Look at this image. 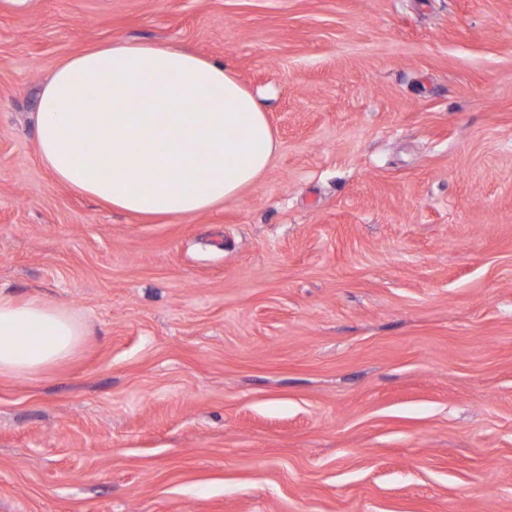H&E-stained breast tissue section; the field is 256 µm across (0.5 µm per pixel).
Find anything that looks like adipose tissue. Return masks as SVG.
Segmentation results:
<instances>
[{
	"mask_svg": "<svg viewBox=\"0 0 512 512\" xmlns=\"http://www.w3.org/2000/svg\"><path fill=\"white\" fill-rule=\"evenodd\" d=\"M34 121L41 160L58 181L141 216L196 214L234 198L278 149L258 101L224 65L147 42L60 64ZM85 335L68 309L0 294V376L43 372Z\"/></svg>",
	"mask_w": 512,
	"mask_h": 512,
	"instance_id": "adipose-tissue-1",
	"label": "adipose tissue"
}]
</instances>
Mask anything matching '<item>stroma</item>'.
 <instances>
[{"mask_svg":"<svg viewBox=\"0 0 512 512\" xmlns=\"http://www.w3.org/2000/svg\"><path fill=\"white\" fill-rule=\"evenodd\" d=\"M127 40L257 98L255 185L48 171L43 85ZM0 292L87 331L0 376V512H512V0H0Z\"/></svg>","mask_w":512,"mask_h":512,"instance_id":"1","label":"stroma"}]
</instances>
